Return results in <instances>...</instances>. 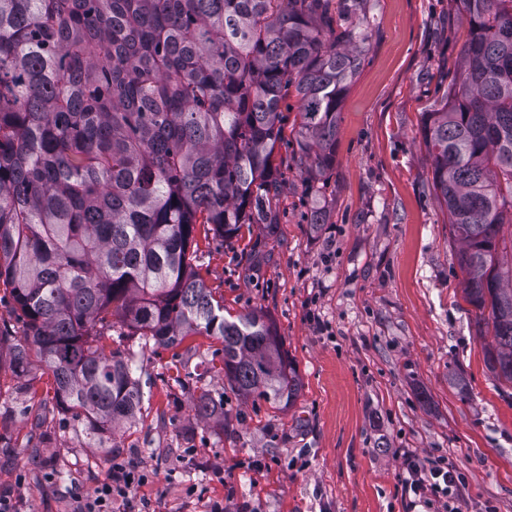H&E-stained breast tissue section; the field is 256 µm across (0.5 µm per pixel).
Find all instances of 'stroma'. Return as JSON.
Returning a JSON list of instances; mask_svg holds the SVG:
<instances>
[{
	"label": "stroma",
	"mask_w": 512,
	"mask_h": 512,
	"mask_svg": "<svg viewBox=\"0 0 512 512\" xmlns=\"http://www.w3.org/2000/svg\"><path fill=\"white\" fill-rule=\"evenodd\" d=\"M344 23L371 39L341 103L335 169L305 171L280 145L275 234L254 224L199 242L225 307L276 323L302 381L294 404L241 396L212 364L215 340L157 351L116 327L108 344L133 361L143 401L96 431L60 410L40 369L17 378L5 352L0 497L77 512L119 455L149 481L112 512H417L402 495L409 451L457 471L463 512H512V388L485 364L419 131L459 74L466 21L453 0H362ZM203 388L223 394L219 419L197 417Z\"/></svg>",
	"instance_id": "35a3bbf8"
}]
</instances>
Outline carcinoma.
<instances>
[{"mask_svg": "<svg viewBox=\"0 0 512 512\" xmlns=\"http://www.w3.org/2000/svg\"><path fill=\"white\" fill-rule=\"evenodd\" d=\"M460 77L424 112L487 364L512 385V0H455ZM360 0H0V282L21 312L17 376L38 362L55 401L102 426L143 401L120 323L154 346L220 341L224 378L282 408L301 380L273 320L224 315L198 271L196 226L224 240L279 223L282 108L304 169L336 167L338 114L368 29ZM203 419L224 397L202 390Z\"/></svg>", "mask_w": 512, "mask_h": 512, "instance_id": "cac0c4a2", "label": "carcinoma"}]
</instances>
